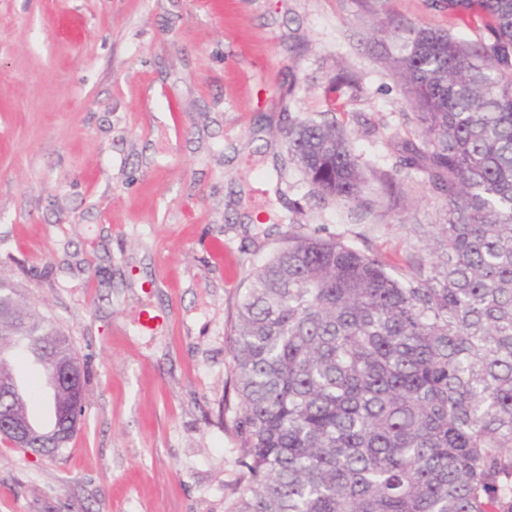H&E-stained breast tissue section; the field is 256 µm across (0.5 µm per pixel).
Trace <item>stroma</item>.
Listing matches in <instances>:
<instances>
[{
	"label": "stroma",
	"mask_w": 512,
	"mask_h": 512,
	"mask_svg": "<svg viewBox=\"0 0 512 512\" xmlns=\"http://www.w3.org/2000/svg\"><path fill=\"white\" fill-rule=\"evenodd\" d=\"M417 25L487 36L448 0H0V279L86 368L60 455L0 438V512H232L249 274L294 222L401 265L443 221L388 144L416 124L385 50ZM344 74L352 153L408 190L393 209L321 201L286 160Z\"/></svg>",
	"instance_id": "35a3bbf8"
}]
</instances>
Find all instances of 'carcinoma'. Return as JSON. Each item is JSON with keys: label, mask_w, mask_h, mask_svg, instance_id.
<instances>
[{"label": "carcinoma", "mask_w": 512, "mask_h": 512, "mask_svg": "<svg viewBox=\"0 0 512 512\" xmlns=\"http://www.w3.org/2000/svg\"><path fill=\"white\" fill-rule=\"evenodd\" d=\"M477 43L419 25L392 57L417 140L396 166L443 203L433 261L405 266L339 238L290 232L251 277L230 330L244 477L233 512H512V0H448ZM288 160L317 196L371 212L375 181L342 121H300ZM0 356L51 376L61 335L0 280Z\"/></svg>", "instance_id": "obj_1"}]
</instances>
